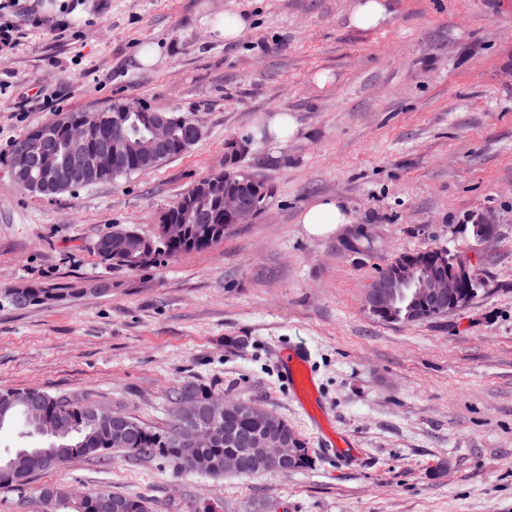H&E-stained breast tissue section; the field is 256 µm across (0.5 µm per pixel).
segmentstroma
Segmentation results:
<instances>
[{"label": "stroma", "instance_id": "obj_1", "mask_svg": "<svg viewBox=\"0 0 512 512\" xmlns=\"http://www.w3.org/2000/svg\"><path fill=\"white\" fill-rule=\"evenodd\" d=\"M353 0H0V289L40 284L65 300H0V389L79 394L152 427L186 383L288 421L312 456L288 475L177 470L106 452L35 476L77 493L106 489L152 512H512V0H391L379 27H352ZM250 24L227 43L209 16ZM153 46L148 68L139 50ZM138 101L197 119L204 138L157 167L43 198L3 161L43 122ZM278 111L298 129L258 137ZM269 189L249 224L158 268L104 263L113 225L155 235L160 217L224 158ZM342 199L352 221L309 235L301 210ZM494 242L465 230L478 214ZM445 249L482 287L444 317L387 323L365 294L398 255ZM336 431L341 464L280 377L296 344Z\"/></svg>", "mask_w": 512, "mask_h": 512}]
</instances>
